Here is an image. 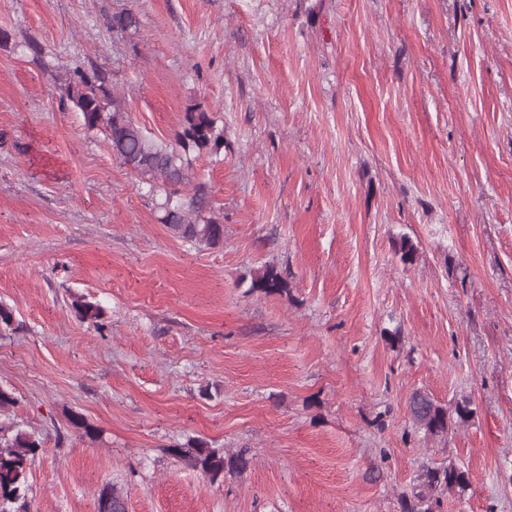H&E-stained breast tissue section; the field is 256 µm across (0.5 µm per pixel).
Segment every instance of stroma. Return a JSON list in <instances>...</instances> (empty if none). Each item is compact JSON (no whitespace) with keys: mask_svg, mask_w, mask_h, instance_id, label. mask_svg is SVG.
Masks as SVG:
<instances>
[{"mask_svg":"<svg viewBox=\"0 0 512 512\" xmlns=\"http://www.w3.org/2000/svg\"><path fill=\"white\" fill-rule=\"evenodd\" d=\"M77 68L161 141L213 113L191 171L223 245L172 234L63 105ZM268 264L288 293L249 292ZM1 304L30 512L107 484L128 512H400L447 461L470 484L442 512H512V0H0ZM416 391L474 413L424 440ZM198 439L250 468L209 483L174 454ZM84 297H78L72 302V306L77 316L83 321H89L97 329H102L104 324L101 319L104 316L103 309L92 302L84 301Z\"/></svg>","mask_w":512,"mask_h":512,"instance_id":"obj_1","label":"stroma"}]
</instances>
